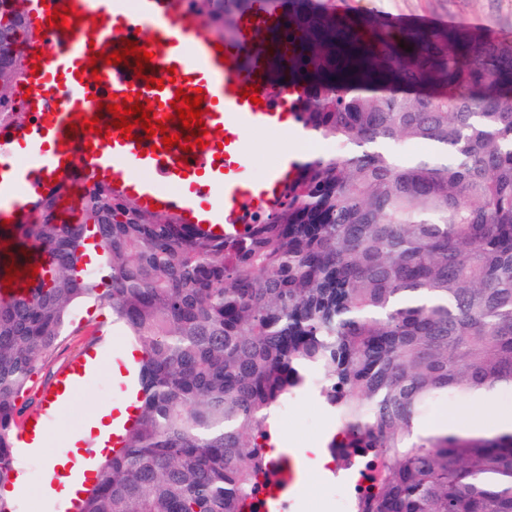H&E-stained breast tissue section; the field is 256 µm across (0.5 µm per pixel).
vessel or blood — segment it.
<instances>
[{
    "instance_id": "1",
    "label": "vessel or blood",
    "mask_w": 512,
    "mask_h": 512,
    "mask_svg": "<svg viewBox=\"0 0 512 512\" xmlns=\"http://www.w3.org/2000/svg\"><path fill=\"white\" fill-rule=\"evenodd\" d=\"M28 24L35 33L23 51L22 118L0 126V221L28 219L40 199L86 181L103 183L142 208L161 206L181 223L223 229L224 212L243 213L273 203L287 177L270 171L257 186L237 174L247 163L245 135L276 128L286 120L281 96L272 94L265 61L254 44L280 17L270 0H257L239 21L235 41L205 34L199 18L181 0H29ZM69 7L68 24L53 28L47 11ZM153 52L142 74L133 65L106 63L105 55L127 42ZM163 79L147 87L146 77ZM258 89L259 103L243 98ZM203 93L202 119L208 144L201 149L162 148L161 136L134 127L124 139L113 126L110 104L136 101L150 107L152 122L182 132L173 116L177 90ZM97 120L109 135L83 132V119Z\"/></svg>"
}]
</instances>
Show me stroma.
I'll return each instance as SVG.
<instances>
[{
    "instance_id": "35a3bbf8",
    "label": "stroma",
    "mask_w": 512,
    "mask_h": 512,
    "mask_svg": "<svg viewBox=\"0 0 512 512\" xmlns=\"http://www.w3.org/2000/svg\"><path fill=\"white\" fill-rule=\"evenodd\" d=\"M336 6L341 10L400 15L442 25L466 22L493 28L499 35L512 38V0H336ZM245 141L248 153L245 174L255 181L264 180L279 160L284 137L279 132L254 129L246 134ZM130 344V338L121 328L113 326L108 308L91 300L71 309L65 333L28 390L29 406L19 420L18 429L23 432L29 420L42 417L46 449L16 456V468L29 486L28 495L13 500L17 512H72L71 507L38 494L49 479L45 466L47 453L60 447L73 423L92 419L105 406L125 402V386L113 378L108 364ZM96 351L100 352L104 367L84 378L67 406L49 407L48 401L56 393L59 381L82 363L86 353ZM337 428L335 415L318 392L309 389L292 395L278 417V430L287 434L292 448L325 447ZM292 465L296 479L283 495L289 504L288 512H345V503L351 495L346 470L316 472L306 469L297 458Z\"/></svg>"
}]
</instances>
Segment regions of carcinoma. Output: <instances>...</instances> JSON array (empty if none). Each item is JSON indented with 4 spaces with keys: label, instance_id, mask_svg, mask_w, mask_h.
<instances>
[{
    "label": "carcinoma",
    "instance_id": "carcinoma-1",
    "mask_svg": "<svg viewBox=\"0 0 512 512\" xmlns=\"http://www.w3.org/2000/svg\"><path fill=\"white\" fill-rule=\"evenodd\" d=\"M275 2L288 45L257 50L299 90L305 135L342 152L294 164L278 207L232 237L99 182L79 222L52 195L0 229V278L47 266L0 297V487L20 398L94 300L142 354L140 397L77 512H260L278 409L314 372L339 422L328 450H370L350 512H512V432H423L438 402L512 389V39ZM253 3L185 0L225 41ZM25 6L0 0L21 44ZM19 115L0 92V123ZM90 239L98 267L81 273Z\"/></svg>",
    "mask_w": 512,
    "mask_h": 512
}]
</instances>
